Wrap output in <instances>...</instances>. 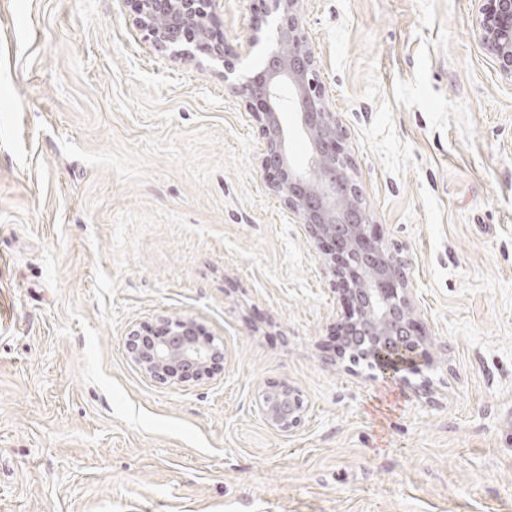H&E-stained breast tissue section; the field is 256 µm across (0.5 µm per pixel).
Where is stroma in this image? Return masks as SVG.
I'll list each match as a JSON object with an SVG mask.
<instances>
[{"label": "stroma", "instance_id": "1", "mask_svg": "<svg viewBox=\"0 0 512 512\" xmlns=\"http://www.w3.org/2000/svg\"><path fill=\"white\" fill-rule=\"evenodd\" d=\"M259 0L211 26L242 52ZM134 0H0V512H512V80L473 0H305L375 229L436 361L338 351L324 250L268 187L218 69ZM193 318L211 378L151 380L130 328ZM285 381V434L256 409ZM258 401V412L273 430L291 433L302 423L306 406L302 393L287 382L266 386Z\"/></svg>", "mask_w": 512, "mask_h": 512}]
</instances>
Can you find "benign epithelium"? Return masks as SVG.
Instances as JSON below:
<instances>
[{
    "label": "benign epithelium",
    "mask_w": 512,
    "mask_h": 512,
    "mask_svg": "<svg viewBox=\"0 0 512 512\" xmlns=\"http://www.w3.org/2000/svg\"><path fill=\"white\" fill-rule=\"evenodd\" d=\"M139 27L156 49L174 59L207 58L224 67V80L237 72L239 55H229L208 26L221 0H134ZM304 0H263L264 11L249 40L260 42L262 25L272 22V47L262 64L235 84L247 112L259 124L261 167L272 173L270 189L293 212L310 237L324 247L325 265L345 310L338 333L350 337L342 351L363 361L383 378L400 385L432 367L426 336L412 317L404 267L374 231L339 120L327 99L319 64L302 21ZM475 27L502 74L512 79V0H474ZM293 115L295 126L282 121ZM308 144L307 163L289 153L293 135ZM132 361L161 384H187L212 376L224 360L223 345L202 338L189 318L158 319L149 335L132 329L126 339ZM258 412L273 430L291 433L302 423L306 406L296 387L278 382L257 401Z\"/></svg>",
    "instance_id": "7a95c632"
}]
</instances>
